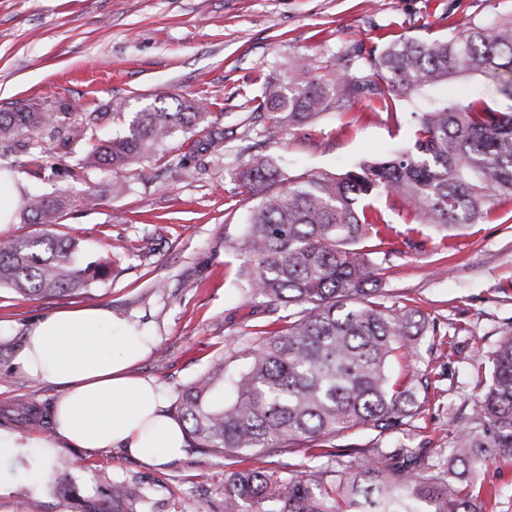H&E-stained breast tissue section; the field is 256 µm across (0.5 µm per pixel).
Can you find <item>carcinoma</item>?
<instances>
[{
  "instance_id": "obj_1",
  "label": "carcinoma",
  "mask_w": 512,
  "mask_h": 512,
  "mask_svg": "<svg viewBox=\"0 0 512 512\" xmlns=\"http://www.w3.org/2000/svg\"><path fill=\"white\" fill-rule=\"evenodd\" d=\"M475 75L512 98V17L470 21L442 40L361 51L328 78L310 76L299 61L288 84L265 86L261 118L271 129L292 130L327 111L344 115L363 99L388 109L398 97ZM209 115L202 101L177 99L135 113L119 139H96L100 123L124 116L123 103L78 116L21 105L0 111V149L28 157L38 174L42 156L31 151L26 132L38 130L63 147L86 143L78 169L112 171L110 189L118 194L127 189L121 174L156 159L175 133L213 137ZM278 180L267 156L250 159L236 176L243 199L259 197L242 233L249 260L240 277L252 295L283 308V329L270 336L254 329L252 344L240 351L245 368L219 358L176 404L186 439L229 460L224 512H498L477 481L498 458L512 456V330L489 352L491 381L436 461L424 448L332 441L360 428L381 439L394 435L420 413L418 393L429 388L417 371L405 382L389 373L396 357L415 356L414 336L427 325L381 287L375 255L391 226L373 200L402 201L420 223L444 231L487 219L495 201L512 200V112L480 96L435 106L417 114L403 151L340 173L302 174L268 191ZM68 204L62 191L22 198L23 223L45 229L0 239V288L37 300L77 293L108 276L109 260L80 265L77 241L49 230ZM296 441L337 468L275 478L240 466ZM100 481L111 485V495L83 500L81 512H152L139 484L107 473Z\"/></svg>"
}]
</instances>
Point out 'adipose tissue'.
Returning a JSON list of instances; mask_svg holds the SVG:
<instances>
[{
    "label": "adipose tissue",
    "instance_id": "obj_1",
    "mask_svg": "<svg viewBox=\"0 0 512 512\" xmlns=\"http://www.w3.org/2000/svg\"><path fill=\"white\" fill-rule=\"evenodd\" d=\"M155 339L103 307L47 314L16 356L19 373L58 386L49 433L25 437L0 427V497L24 481L41 496L64 447L98 455L121 448L150 466L181 458L185 433L165 411L161 385L134 373Z\"/></svg>",
    "mask_w": 512,
    "mask_h": 512
}]
</instances>
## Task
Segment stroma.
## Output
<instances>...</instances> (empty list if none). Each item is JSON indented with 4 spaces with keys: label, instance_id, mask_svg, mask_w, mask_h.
<instances>
[{
    "label": "stroma",
    "instance_id": "1",
    "mask_svg": "<svg viewBox=\"0 0 512 512\" xmlns=\"http://www.w3.org/2000/svg\"><path fill=\"white\" fill-rule=\"evenodd\" d=\"M496 15L512 16V0H0L1 110L21 102L44 112H90L121 100L137 112L196 96L224 135L209 145L176 133L164 160L125 174L120 195L108 189L112 172L70 175L83 145L60 149L29 132L30 145L46 149L47 167L59 170L50 178L0 152V168H15L21 192L67 194L60 230L79 239L82 262L112 259L109 277L78 296L29 300L0 289V424L28 436L48 429L57 387L13 373L26 329L51 311L106 307L154 336L138 371L162 384L170 409L217 357L247 345L253 325L277 333L278 314H253L257 300L238 276L248 256L233 247L253 208L233 180L248 156L275 157L286 178L336 172L408 145L413 113L432 105L477 93L491 108L512 112V99L483 79H463L426 88L389 112L359 101L347 114L328 112L285 133L251 117L263 83L286 82L301 57L320 77L335 72L343 54L392 38H445L456 23ZM94 189L95 203L86 204ZM378 206L395 238L393 252L378 258L382 286L438 329L416 339L429 398L393 441L447 448L489 380V352L512 329V201L447 239L402 203L382 198ZM117 241L124 249L116 255ZM26 407L38 416L21 419ZM101 470L139 482L158 512H224V458L192 447L160 469L119 449L93 456L63 448L54 474L73 496L49 486L35 499L19 481L8 495L10 512L21 503L25 512H79L78 498L102 496Z\"/></svg>",
    "mask_w": 512,
    "mask_h": 512
}]
</instances>
